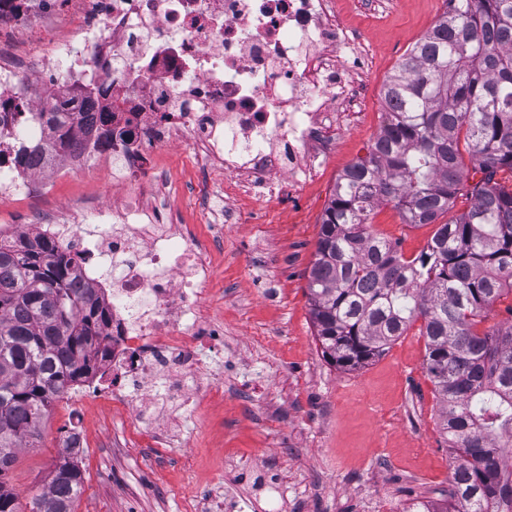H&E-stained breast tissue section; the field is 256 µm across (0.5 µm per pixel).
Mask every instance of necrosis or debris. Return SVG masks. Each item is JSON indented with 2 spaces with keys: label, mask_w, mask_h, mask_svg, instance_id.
Segmentation results:
<instances>
[{
  "label": "necrosis or debris",
  "mask_w": 512,
  "mask_h": 512,
  "mask_svg": "<svg viewBox=\"0 0 512 512\" xmlns=\"http://www.w3.org/2000/svg\"><path fill=\"white\" fill-rule=\"evenodd\" d=\"M47 61L0 63V200L37 198L95 165L125 189L94 209L69 202L0 237L52 240L106 313L108 376L79 396L116 402L155 428L193 401L203 346L224 330L202 305L211 273L196 226L156 216L172 184L163 148H188L202 195L300 199L355 120L370 59L339 0H84ZM86 87L65 135L44 111ZM180 247H172V239Z\"/></svg>",
  "instance_id": "necrosis-or-debris-1"
}]
</instances>
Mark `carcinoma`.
Returning <instances> with one entry per match:
<instances>
[{"label": "carcinoma", "instance_id": "1", "mask_svg": "<svg viewBox=\"0 0 512 512\" xmlns=\"http://www.w3.org/2000/svg\"><path fill=\"white\" fill-rule=\"evenodd\" d=\"M384 124L367 156L338 178L322 217L308 290L323 355L344 370L380 358L421 321L424 368L454 453L448 503L413 512H512V324L484 331L512 295V0H448L383 90ZM73 102L53 105L64 126ZM481 178L468 186L460 145ZM469 207L443 224L459 196ZM383 203L404 223L437 224L406 259L375 233ZM73 261L47 239L0 240V512L18 449L40 437L51 404L107 351L104 312L74 286ZM78 452L65 449L31 512H75Z\"/></svg>", "mask_w": 512, "mask_h": 512}]
</instances>
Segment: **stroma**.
<instances>
[{"instance_id": "35a3bbf8", "label": "stroma", "mask_w": 512, "mask_h": 512, "mask_svg": "<svg viewBox=\"0 0 512 512\" xmlns=\"http://www.w3.org/2000/svg\"><path fill=\"white\" fill-rule=\"evenodd\" d=\"M340 7L365 29L372 54L359 122L337 131L319 179L299 204L228 198L224 207L240 223L206 230L212 274L203 306L223 326L224 346L204 352L200 376L223 390V400L186 412L159 439L134 428L124 409L65 394L8 473L20 512H30L48 483L73 416L88 433L77 512H211L213 500L230 496L247 502L246 512H411L419 502L444 504L451 458L423 368L419 324L372 364L338 370L315 338L308 275L336 181L366 155L383 125L385 81L448 4L340 0ZM42 48L39 25L0 32V54L11 63L41 56ZM161 166L175 190L167 220L205 225L207 203L196 195L202 172L189 152L168 150ZM111 197V183L92 166L58 182L44 204L98 207ZM370 222L407 257L435 230L403 223L389 205Z\"/></svg>"}]
</instances>
